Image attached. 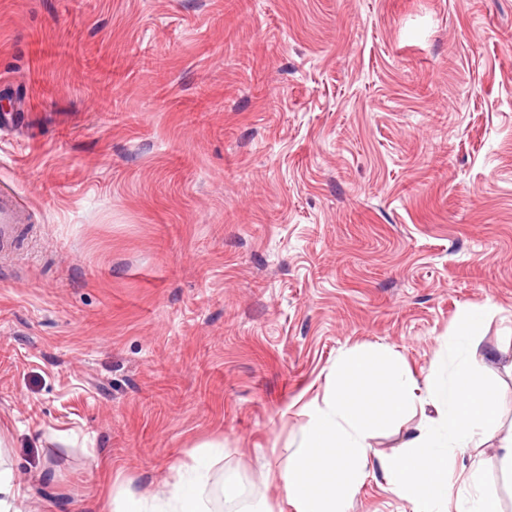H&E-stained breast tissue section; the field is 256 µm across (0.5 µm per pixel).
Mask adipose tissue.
I'll return each mask as SVG.
<instances>
[{
	"label": "adipose tissue",
	"instance_id": "obj_1",
	"mask_svg": "<svg viewBox=\"0 0 512 512\" xmlns=\"http://www.w3.org/2000/svg\"><path fill=\"white\" fill-rule=\"evenodd\" d=\"M479 310H461L448 341L457 352L448 377L417 381L387 349L354 351L336 366V388L312 402L297 451L285 468L267 471L293 512H346L369 471H379L388 490L413 512H495L481 478V461L460 471L465 449L482 446L497 430L500 392L486 384L482 357L472 339ZM431 405L435 417L413 428L398 455L372 456L376 427ZM496 437V436H495Z\"/></svg>",
	"mask_w": 512,
	"mask_h": 512
}]
</instances>
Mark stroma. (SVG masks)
<instances>
[{"instance_id": "obj_1", "label": "stroma", "mask_w": 512, "mask_h": 512, "mask_svg": "<svg viewBox=\"0 0 512 512\" xmlns=\"http://www.w3.org/2000/svg\"><path fill=\"white\" fill-rule=\"evenodd\" d=\"M0 460L25 512H285L353 350L448 368L459 312L512 433V0H0ZM111 465L102 484L100 459ZM481 459L499 512L512 481ZM348 512H411L382 477ZM28 222L25 211L19 205L15 194L0 187V247L12 245L18 238L22 225ZM172 482L168 485L169 499L174 502L173 512H205L202 498L185 489V477L194 473L202 479L203 474L197 466L183 463L173 469Z\"/></svg>"}]
</instances>
